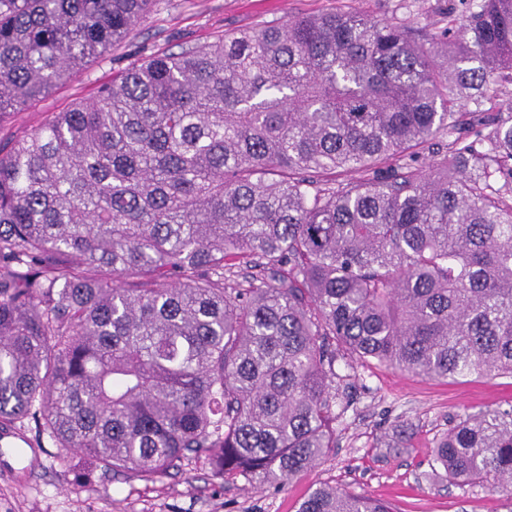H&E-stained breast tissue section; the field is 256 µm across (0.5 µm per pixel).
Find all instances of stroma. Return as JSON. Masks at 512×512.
Returning a JSON list of instances; mask_svg holds the SVG:
<instances>
[{
  "label": "stroma",
  "mask_w": 512,
  "mask_h": 512,
  "mask_svg": "<svg viewBox=\"0 0 512 512\" xmlns=\"http://www.w3.org/2000/svg\"><path fill=\"white\" fill-rule=\"evenodd\" d=\"M339 8L423 35L463 27L467 17L459 0H155L122 44L0 122V139L92 99L99 84L147 57ZM336 372V448L280 486L214 478L200 458L150 481L99 471L80 485L78 452L46 447L34 466L0 458V512H297L326 484L384 500L394 512H512V496L492 484H452L429 466L436 441L459 415L512 407V377L435 380L357 357L338 362Z\"/></svg>",
  "instance_id": "obj_1"
}]
</instances>
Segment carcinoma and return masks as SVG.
Masks as SVG:
<instances>
[{
    "label": "carcinoma",
    "mask_w": 512,
    "mask_h": 512,
    "mask_svg": "<svg viewBox=\"0 0 512 512\" xmlns=\"http://www.w3.org/2000/svg\"><path fill=\"white\" fill-rule=\"evenodd\" d=\"M153 2L0 0V120ZM503 72L512 0L427 44L336 10L152 56L0 141V433L78 449L84 482L193 454L275 485L336 448L345 354L512 376V125L453 111ZM430 465L511 490L512 407L460 416ZM299 512L393 510L320 486Z\"/></svg>",
    "instance_id": "cac0c4a2"
}]
</instances>
